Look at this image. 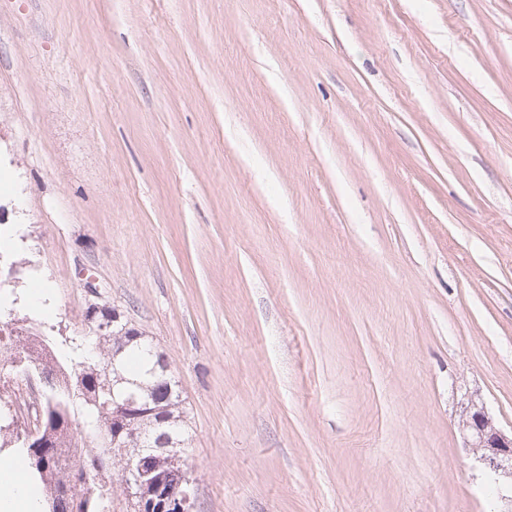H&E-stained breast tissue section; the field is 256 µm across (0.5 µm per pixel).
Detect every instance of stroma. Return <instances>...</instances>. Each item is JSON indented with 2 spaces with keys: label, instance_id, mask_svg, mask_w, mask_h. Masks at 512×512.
<instances>
[{
  "label": "stroma",
  "instance_id": "obj_1",
  "mask_svg": "<svg viewBox=\"0 0 512 512\" xmlns=\"http://www.w3.org/2000/svg\"><path fill=\"white\" fill-rule=\"evenodd\" d=\"M0 234L164 354L194 512H512V0H0ZM463 421L466 448L481 451L480 460L494 476H507L512 483V431L510 436L494 425L483 405L472 402Z\"/></svg>",
  "mask_w": 512,
  "mask_h": 512
}]
</instances>
